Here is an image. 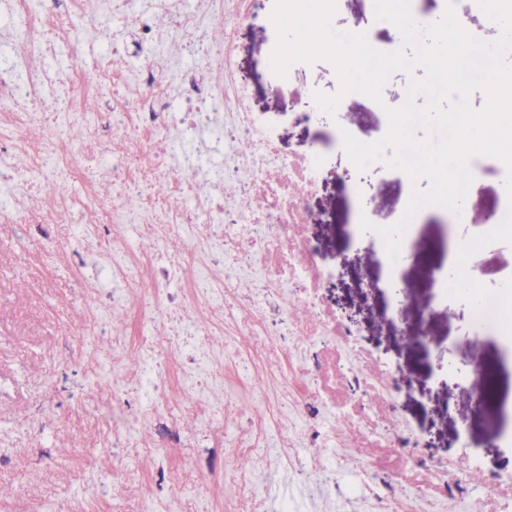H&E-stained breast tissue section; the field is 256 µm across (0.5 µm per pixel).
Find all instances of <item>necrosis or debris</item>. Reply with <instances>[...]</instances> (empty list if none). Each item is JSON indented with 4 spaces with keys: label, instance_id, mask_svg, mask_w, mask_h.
<instances>
[{
    "label": "necrosis or debris",
    "instance_id": "4bbe7bcc",
    "mask_svg": "<svg viewBox=\"0 0 512 512\" xmlns=\"http://www.w3.org/2000/svg\"><path fill=\"white\" fill-rule=\"evenodd\" d=\"M255 9L254 0H104L97 8L91 0H0V223L38 225L28 247L42 250L52 224L81 210L98 214L84 229V251L111 286L99 288L77 265L71 293L94 335L112 338L107 386L127 424L113 429L102 454L146 449L151 464L140 492L151 512H172L169 487L184 464L174 411L185 403L212 447L224 451L223 465L209 469L212 491L193 494L194 512H224L219 487L231 489L246 512H262L268 477L296 475L307 465L324 478L334 474L335 433L309 427L305 445L292 448L283 434L296 413L333 411L311 385L322 369L315 339L351 333L319 305L328 271L306 236L308 197L342 134L332 129L299 156L280 153L277 118L253 111L234 65L237 28ZM217 27L222 36L215 40ZM105 29L111 35L98 66L81 69L77 55ZM188 52L197 66L184 65ZM162 80L181 111H156ZM131 82L140 88L135 100L125 93ZM90 99L99 111L86 109ZM73 127L111 133L109 160L95 162L94 139L60 143ZM157 181L164 194L153 191ZM204 182L215 192L199 194ZM106 183L112 195L104 199L99 188ZM226 185L236 187L235 199L225 197ZM442 215L451 225L512 236L510 199L488 218L466 207ZM177 234L187 237L188 249L176 265L158 264L163 244ZM461 248L465 258L441 273L438 293L473 298L476 331L498 328L512 349V278L498 293H483L479 242ZM146 267L157 271L153 282L140 280ZM173 279L178 289H170ZM188 309L190 321L183 318ZM117 310L126 322L115 328ZM155 336L165 337V346L153 345ZM228 390L260 404L262 413L246 406L239 428L218 425ZM138 425L150 433L135 435ZM244 456L252 468L237 466ZM437 489H388L376 496V512H454L467 484L443 474Z\"/></svg>",
    "mask_w": 512,
    "mask_h": 512
}]
</instances>
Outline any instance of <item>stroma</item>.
Listing matches in <instances>:
<instances>
[{
  "mask_svg": "<svg viewBox=\"0 0 512 512\" xmlns=\"http://www.w3.org/2000/svg\"><path fill=\"white\" fill-rule=\"evenodd\" d=\"M274 0H260L255 16L237 31L235 64L251 90V106L275 114L281 124L280 150L292 155L307 150L318 126L295 120V112L314 92L334 93L339 80L326 61L293 64L287 81L270 67L276 30L270 19ZM422 68L393 73L381 90L380 101L365 95L344 98L335 116L359 141L371 143L388 130L386 108L402 106L412 77ZM344 149L332 155L318 188L308 202L316 216L306 228L310 244L336 274L321 290L325 307L352 308L357 323L349 336L324 339L326 354L336 366L321 376L330 388L336 416L329 419L339 442L342 466L334 497L322 475L306 468L301 481H276L272 501L291 500L297 512H373V496L355 490L359 472L371 471L393 483L411 487L432 472L446 468L463 449H483L484 475H512V443L500 441L495 405H475L464 388L449 389L448 370L459 365L455 342L474 333L473 303L458 299L439 305L434 316L423 313L419 298L433 295V265L446 261L449 233L439 217L420 218L417 234L426 250L409 254L402 269L404 293L388 288V270L378 256L383 238L378 227L400 221L413 188L428 180L407 183L399 170L384 165L367 167L358 189L339 183L337 174L350 169ZM368 201L373 228L356 232L358 196ZM34 225L0 224V512L18 499L41 506L43 512H142L137 485L146 452L122 448L118 458L126 468L115 481L94 460L112 423L123 422L110 391L89 394L78 386L58 401V415L42 438L20 434L19 426L33 410L43 407L48 388L69 363L58 348L68 328L83 330L76 321L83 306L70 295L72 268L66 256L82 248V228L62 220L51 228L53 246L17 266L15 257ZM485 293L498 292L512 275V238L485 237L481 246ZM431 322L434 341L427 347L411 343L410 331ZM478 356L480 369L496 379L498 396L512 393L508 366L496 331L486 330ZM495 451H488V444ZM28 479L17 485V470Z\"/></svg>",
  "mask_w": 512,
  "mask_h": 512,
  "instance_id": "1",
  "label": "stroma"
}]
</instances>
